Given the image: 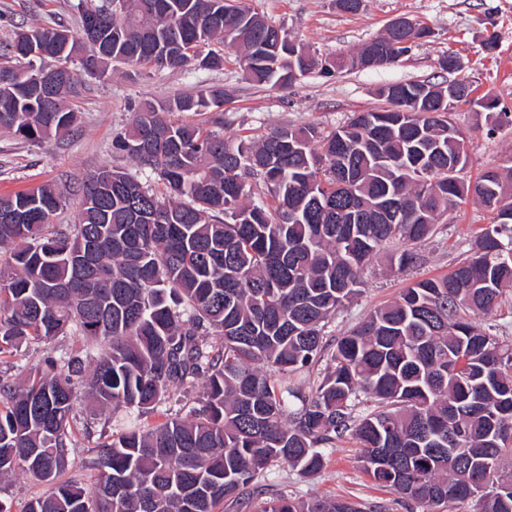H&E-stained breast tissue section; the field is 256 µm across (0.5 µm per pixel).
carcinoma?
I'll return each instance as SVG.
<instances>
[{
    "mask_svg": "<svg viewBox=\"0 0 512 512\" xmlns=\"http://www.w3.org/2000/svg\"><path fill=\"white\" fill-rule=\"evenodd\" d=\"M95 27L21 29L0 46V128L31 142L67 134L65 104L81 59L158 69L224 67L218 42L240 52L248 79L292 85L327 76L367 53L322 66L298 44L275 51L274 26L245 0H92ZM53 69L64 89L45 95L20 79L17 51ZM419 81L380 90L406 100ZM435 98L421 112H355L328 135L281 126L257 140L224 137V90L206 87L144 102L115 153L155 173L167 194L120 167L77 187L74 225L51 224L66 196L51 185L0 196V359L30 340L78 335L84 353L49 355L22 385L0 380V478L22 471L47 485L25 512H387L345 498L264 499L266 472L283 462L304 475L350 433L364 472L425 512L476 501L512 512V344L469 314L487 313L512 288V166L475 182L448 171L464 138ZM172 112L211 114V126ZM262 180L273 204H253ZM493 214L452 272L403 289L346 334L327 339L336 311L358 292L372 257L415 267L414 246L468 197ZM401 216L386 220L385 204ZM93 247L90 262L75 256ZM324 364L314 381L284 386ZM203 382L202 395L192 394ZM81 394L138 418L178 395L183 416L101 432L97 480L62 478ZM386 451L390 468L377 466Z\"/></svg>",
    "mask_w": 512,
    "mask_h": 512,
    "instance_id": "1",
    "label": "carcinoma"
}]
</instances>
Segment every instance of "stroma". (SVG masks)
Wrapping results in <instances>:
<instances>
[{"label": "stroma", "mask_w": 512, "mask_h": 512, "mask_svg": "<svg viewBox=\"0 0 512 512\" xmlns=\"http://www.w3.org/2000/svg\"><path fill=\"white\" fill-rule=\"evenodd\" d=\"M80 0H0V44L11 42L19 27H80ZM254 8L289 38L319 57L355 54L363 44L379 37L388 23L405 15L426 25L431 35L415 44L395 64L375 69H354L328 78L312 72L286 88L257 85L244 76L236 51L225 54L223 69L149 70L113 64L104 76L79 74L76 94L68 103L76 122L67 135L32 143L0 129V194L52 183L69 191L86 173L103 166L126 168L139 180L154 184L150 172L112 151L113 138L124 132L133 111L145 101H163L192 92L199 86L223 88L225 136L260 135L280 125L312 124L321 132L343 125L356 112L381 107L379 91L386 85L429 80L439 83L449 75L440 67L444 56L461 62L459 78L468 81L475 96L491 93L512 113V0H364L358 13L341 12L336 0H252ZM498 36L494 52H486L487 34ZM452 119L468 131L469 164L464 178L483 169L505 166L512 157V124L489 131L475 110L462 105ZM491 215L477 200L467 199L435 234L418 244L424 261L413 271L398 270L386 256L372 259L362 275L359 294L338 312L330 326L339 335L377 307L392 300L411 282L444 275L466 257L471 241ZM79 422L73 429L75 450L67 477L93 483V447L108 411L78 399ZM270 493L288 492L307 500L314 497L348 498L387 504L389 512H423L402 501L394 492L373 484L359 462L354 440L344 438L326 451V463L316 475L306 477L284 464L272 466Z\"/></svg>", "instance_id": "1"}]
</instances>
